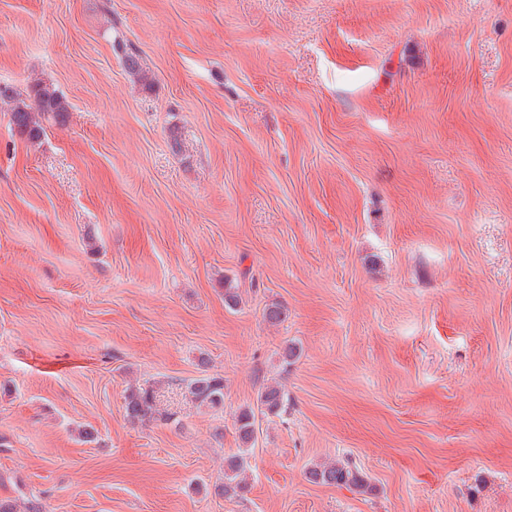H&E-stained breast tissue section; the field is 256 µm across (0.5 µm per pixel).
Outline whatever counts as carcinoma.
Returning <instances> with one entry per match:
<instances>
[{"label": "carcinoma", "instance_id": "cac0c4a2", "mask_svg": "<svg viewBox=\"0 0 512 512\" xmlns=\"http://www.w3.org/2000/svg\"><path fill=\"white\" fill-rule=\"evenodd\" d=\"M0 100L9 106L10 123L21 138L34 144L41 140L44 121L62 123L68 117V103L51 84L34 82L26 95L0 92ZM187 391L200 406L217 409L224 405V379L203 375L188 383ZM288 401L283 387L268 383L257 394L256 402L236 412L234 420L240 442L252 445L256 439V414L272 416L280 414ZM125 418L131 423H144L157 415L156 395L150 386L131 387L124 399ZM248 463L244 455H232L224 460V482L218 492L227 498L242 496L249 487ZM308 481L328 486L347 487L360 492L369 485L358 469L344 462L316 463L306 472Z\"/></svg>", "mask_w": 512, "mask_h": 512}]
</instances>
